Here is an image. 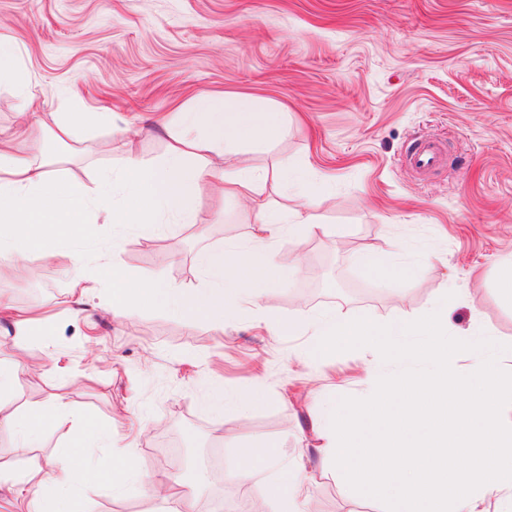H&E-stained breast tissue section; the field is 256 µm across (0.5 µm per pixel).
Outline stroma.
<instances>
[{
    "label": "stroma",
    "instance_id": "35a3bbf8",
    "mask_svg": "<svg viewBox=\"0 0 512 512\" xmlns=\"http://www.w3.org/2000/svg\"><path fill=\"white\" fill-rule=\"evenodd\" d=\"M15 46L45 112H85L78 142L36 131L21 144L59 179L94 188L101 169L128 153L157 163L170 136L160 120L200 93L249 95L283 108L288 134L269 145L240 144L236 160L265 171L304 172V191L327 234L287 238L277 253L292 263L288 284L263 299L273 317L333 312L382 326L437 316L447 301L451 327L490 334L512 350V298L501 264L512 255V0H0V42ZM443 142L446 161L419 175L403 163L415 139ZM196 223L150 238L135 229L89 225L85 275L118 262L140 279L199 288L196 260L244 240L253 219L202 182ZM392 249L380 275L359 252ZM67 268L36 253L0 263V295L19 309L40 303L42 340L0 335V358L29 367L13 400L41 407L65 391L73 408L135 437L137 467L184 471L199 485L193 512L220 494L255 500L277 480L257 465L252 479L226 488L245 445L294 462L311 441L310 422L366 402L381 385L422 362L372 357L359 346L306 357L305 335L274 336L242 304L223 328L168 312L112 315L100 285L74 302ZM253 388L250 408L215 415L213 386ZM310 512H393L390 499L352 487L344 474L317 473ZM85 512H165L151 496L89 489Z\"/></svg>",
    "mask_w": 512,
    "mask_h": 512
}]
</instances>
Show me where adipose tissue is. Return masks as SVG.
<instances>
[{
	"label": "adipose tissue",
	"instance_id": "obj_1",
	"mask_svg": "<svg viewBox=\"0 0 512 512\" xmlns=\"http://www.w3.org/2000/svg\"><path fill=\"white\" fill-rule=\"evenodd\" d=\"M2 78L13 83L18 124L13 133L0 135V261L15 260L19 240L34 243L41 259L72 271L74 296H84L98 285L84 275L86 255L76 247L85 237L88 214L104 213L107 223L132 224L149 237L164 217L177 224L194 223L191 205L205 180L215 183L223 197L249 203L254 219L247 242L200 255L211 279L207 288H179L159 276L143 281L119 265H106L103 275L112 284L113 314L125 316L156 306L220 328L225 309L246 301L258 319H266L263 298L278 291L291 274L290 267L276 260L277 244L290 229L309 235L327 230L317 222L311 204L288 211L264 197L267 182L296 186L304 179L302 173L277 168L257 174L238 166L225 152L230 140L271 142L286 135L278 108L239 95L197 96L169 118L171 142L160 164L128 155L120 172L100 170L97 189L90 193L82 185L53 177L44 164L13 146L15 140L28 138L35 123L58 142L76 141L84 114L62 117L37 111L35 97L20 76L18 53L0 44ZM117 188L124 197L118 208L112 205ZM273 330L309 336L308 354L314 358L334 352L341 343L371 350L380 337L398 356L421 359L429 366L426 373L402 375L372 403L354 406L342 420L314 423L307 455L318 467L345 472L351 483L373 497L394 499L395 512H493L503 501H512V406L503 403L502 351L475 345L463 333L442 341L440 326L427 317L402 318L379 333L371 322L326 312L275 321ZM461 358L470 362V375L450 376ZM26 369L20 360L0 359V428L17 433L19 451L37 445L47 421L58 426L76 421L81 428L73 433L70 450L45 465L21 471L0 465V483L17 486L22 495L21 512H72L74 493L89 486L118 493L153 486L154 475L135 468L131 444L114 440L111 429L91 418H76L63 397H53L37 409L12 406L15 382ZM394 400L400 407L393 413L388 405ZM364 422L386 425L387 435L355 446L352 436ZM88 431L112 451V466L105 473H96L83 460L80 449ZM278 472L272 496L259 501L257 512H301L311 479L305 460L279 466Z\"/></svg>",
	"mask_w": 512,
	"mask_h": 512
}]
</instances>
